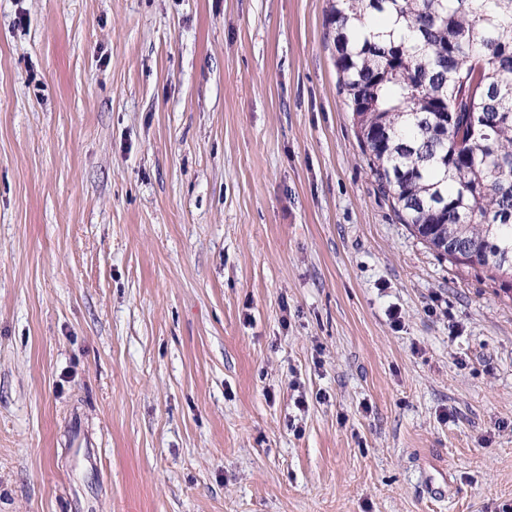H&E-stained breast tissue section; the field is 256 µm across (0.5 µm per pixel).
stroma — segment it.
<instances>
[{"label":"stroma","mask_w":512,"mask_h":512,"mask_svg":"<svg viewBox=\"0 0 512 512\" xmlns=\"http://www.w3.org/2000/svg\"><path fill=\"white\" fill-rule=\"evenodd\" d=\"M331 2L0 0V512L512 504V296L379 192Z\"/></svg>","instance_id":"35a3bbf8"}]
</instances>
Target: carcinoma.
Instances as JSON below:
<instances>
[{"instance_id": "obj_1", "label": "carcinoma", "mask_w": 512, "mask_h": 512, "mask_svg": "<svg viewBox=\"0 0 512 512\" xmlns=\"http://www.w3.org/2000/svg\"><path fill=\"white\" fill-rule=\"evenodd\" d=\"M362 154L411 233L512 292V0H333Z\"/></svg>"}]
</instances>
